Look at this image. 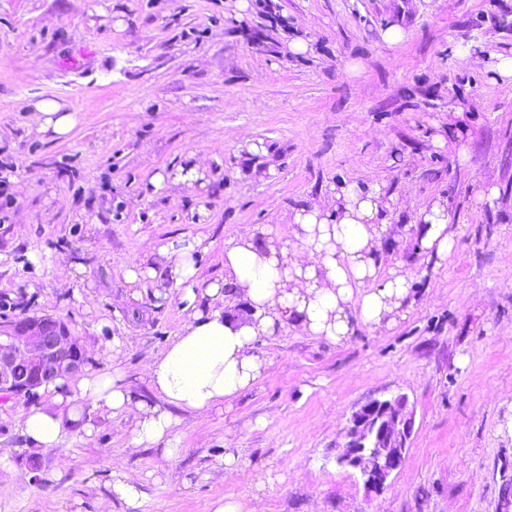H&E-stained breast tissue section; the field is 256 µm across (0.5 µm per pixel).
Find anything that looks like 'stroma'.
I'll return each mask as SVG.
<instances>
[{
	"instance_id": "1",
	"label": "stroma",
	"mask_w": 512,
	"mask_h": 512,
	"mask_svg": "<svg viewBox=\"0 0 512 512\" xmlns=\"http://www.w3.org/2000/svg\"><path fill=\"white\" fill-rule=\"evenodd\" d=\"M391 26L399 43L382 38ZM472 43L512 55V0H0V316L60 320L89 369H120L151 398L142 366L189 311L177 289L129 282L132 260L198 236L212 281L240 228L332 209L339 187L368 182L389 203L377 259L408 271L414 301L337 344L260 337L261 377L178 427L172 457L132 446L133 414L101 409L91 437L29 448L18 421L49 395L0 396L14 462L0 512H211L221 498L251 512H512V83L461 58ZM22 98L66 101L71 133L39 132ZM194 155L205 186L155 189ZM439 197L445 257L410 223ZM396 392L414 434L375 495L336 452L354 407ZM119 471L140 478L138 510L112 496Z\"/></svg>"
}]
</instances>
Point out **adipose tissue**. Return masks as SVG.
I'll use <instances>...</instances> for the list:
<instances>
[{
    "label": "adipose tissue",
    "mask_w": 512,
    "mask_h": 512,
    "mask_svg": "<svg viewBox=\"0 0 512 512\" xmlns=\"http://www.w3.org/2000/svg\"><path fill=\"white\" fill-rule=\"evenodd\" d=\"M20 108L38 131L55 137L66 136L76 123L55 99L25 100ZM386 208L379 184H352L337 192L333 210L304 206L289 216L296 248L249 229L236 233L224 242L223 279L205 287L199 281L200 240H168L153 263H133L126 272L130 282L148 279L157 288L177 289L193 310L164 350L143 366L154 401L134 398L116 370L55 380L44 387L51 406L30 408L21 417L27 446L70 447L76 434L93 433L85 414L103 409L115 416L135 412L132 446L161 443L165 455L173 456L182 414L205 417L260 378L263 365L253 352L259 337L294 330L335 343L355 325L374 328L400 313L410 296L409 278L396 270L381 275L376 259ZM452 220L440 198L414 214L421 248L447 255ZM229 296L244 302L246 315L226 311Z\"/></svg>",
    "instance_id": "ef3b65f1"
}]
</instances>
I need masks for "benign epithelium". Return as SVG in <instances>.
<instances>
[{"mask_svg":"<svg viewBox=\"0 0 512 512\" xmlns=\"http://www.w3.org/2000/svg\"><path fill=\"white\" fill-rule=\"evenodd\" d=\"M87 363L83 345L52 317L0 321V394L29 395L58 377L81 374ZM414 426L406 395L369 398L352 411L336 464L356 470L378 493L402 466Z\"/></svg>","mask_w":512,"mask_h":512,"instance_id":"1","label":"benign epithelium"}]
</instances>
